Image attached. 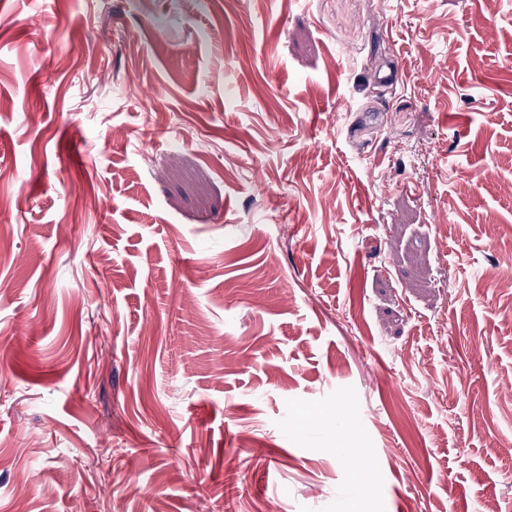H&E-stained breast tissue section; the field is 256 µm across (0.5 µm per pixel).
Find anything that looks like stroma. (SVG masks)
<instances>
[{"instance_id":"35a3bbf8","label":"stroma","mask_w":512,"mask_h":512,"mask_svg":"<svg viewBox=\"0 0 512 512\" xmlns=\"http://www.w3.org/2000/svg\"><path fill=\"white\" fill-rule=\"evenodd\" d=\"M0 202V512H512V0H0Z\"/></svg>"}]
</instances>
